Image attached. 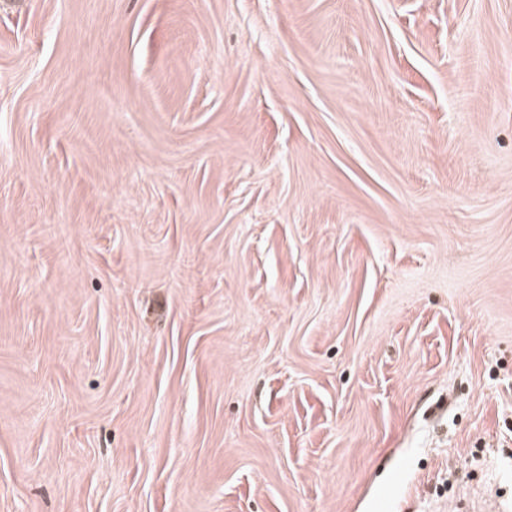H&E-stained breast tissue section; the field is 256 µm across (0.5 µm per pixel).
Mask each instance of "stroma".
Instances as JSON below:
<instances>
[{
  "mask_svg": "<svg viewBox=\"0 0 512 512\" xmlns=\"http://www.w3.org/2000/svg\"><path fill=\"white\" fill-rule=\"evenodd\" d=\"M512 502V0H0V512Z\"/></svg>",
  "mask_w": 512,
  "mask_h": 512,
  "instance_id": "35a3bbf8",
  "label": "stroma"
}]
</instances>
